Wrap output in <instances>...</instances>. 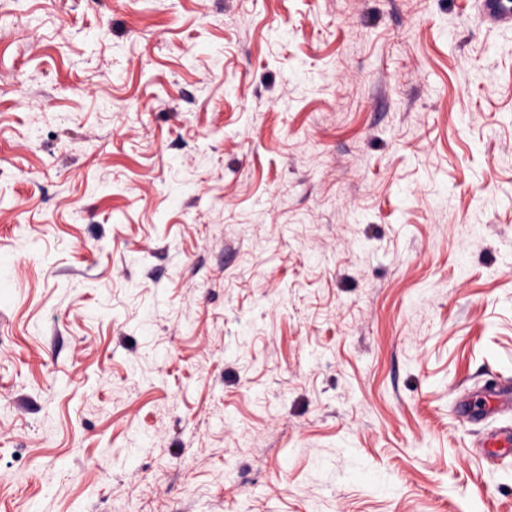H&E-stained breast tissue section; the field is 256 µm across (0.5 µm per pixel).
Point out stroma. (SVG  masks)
Listing matches in <instances>:
<instances>
[{
	"label": "stroma",
	"instance_id": "35a3bbf8",
	"mask_svg": "<svg viewBox=\"0 0 512 512\" xmlns=\"http://www.w3.org/2000/svg\"><path fill=\"white\" fill-rule=\"evenodd\" d=\"M508 385L477 0H0V512H512ZM482 446L484 448H495L494 450H488L491 462L494 464H502L505 460H508L510 457L512 458V452L508 449L501 452L498 448L512 447V428L500 429L489 436Z\"/></svg>",
	"mask_w": 512,
	"mask_h": 512
}]
</instances>
